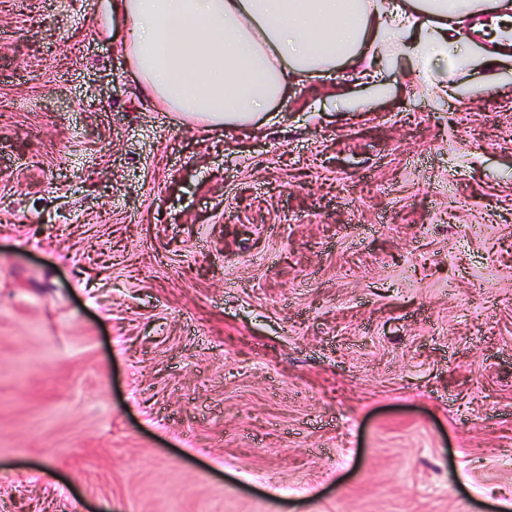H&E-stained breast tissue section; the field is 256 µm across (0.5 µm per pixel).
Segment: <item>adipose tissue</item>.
<instances>
[{
	"label": "adipose tissue",
	"mask_w": 512,
	"mask_h": 512,
	"mask_svg": "<svg viewBox=\"0 0 512 512\" xmlns=\"http://www.w3.org/2000/svg\"><path fill=\"white\" fill-rule=\"evenodd\" d=\"M122 49L157 109L207 128L245 129L292 79L353 70L368 83L399 62L420 83L449 50L468 46V22L512 0H112Z\"/></svg>",
	"instance_id": "1"
}]
</instances>
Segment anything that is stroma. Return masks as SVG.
<instances>
[{"mask_svg":"<svg viewBox=\"0 0 512 512\" xmlns=\"http://www.w3.org/2000/svg\"><path fill=\"white\" fill-rule=\"evenodd\" d=\"M121 37L0 0V512H512V58L203 131Z\"/></svg>","mask_w":512,"mask_h":512,"instance_id":"stroma-1","label":"stroma"}]
</instances>
